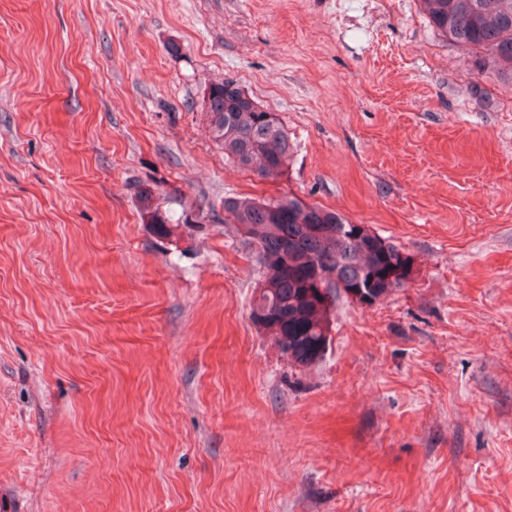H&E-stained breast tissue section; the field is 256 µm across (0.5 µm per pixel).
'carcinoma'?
Segmentation results:
<instances>
[{"mask_svg": "<svg viewBox=\"0 0 512 512\" xmlns=\"http://www.w3.org/2000/svg\"><path fill=\"white\" fill-rule=\"evenodd\" d=\"M435 29L469 44L512 78V0H421ZM204 110L214 140L237 167L264 179L288 170L293 146L278 118L234 80L210 85ZM143 212L160 236L170 235L152 193L142 194ZM224 223L255 254L261 272L250 319L279 353L308 365L326 349L336 300L363 293L382 300L405 286L411 259L373 232L356 234L341 214L296 196L224 199Z\"/></svg>", "mask_w": 512, "mask_h": 512, "instance_id": "1", "label": "carcinoma"}]
</instances>
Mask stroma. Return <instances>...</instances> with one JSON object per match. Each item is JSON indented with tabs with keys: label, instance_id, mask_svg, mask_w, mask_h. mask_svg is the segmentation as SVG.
<instances>
[{
	"label": "stroma",
	"instance_id": "1",
	"mask_svg": "<svg viewBox=\"0 0 512 512\" xmlns=\"http://www.w3.org/2000/svg\"><path fill=\"white\" fill-rule=\"evenodd\" d=\"M227 79L280 179L212 139ZM284 193L413 262L307 366L224 221ZM0 512H512V79L420 0H0ZM204 110L214 140L224 156L243 170L264 179H277L288 170L293 146L288 130L234 80L210 85ZM143 212L144 218L149 222L148 224H154L155 230L160 236H169L170 229L167 227L166 218L160 213L159 207L154 206V198L152 193L144 192L142 194Z\"/></svg>",
	"mask_w": 512,
	"mask_h": 512
}]
</instances>
